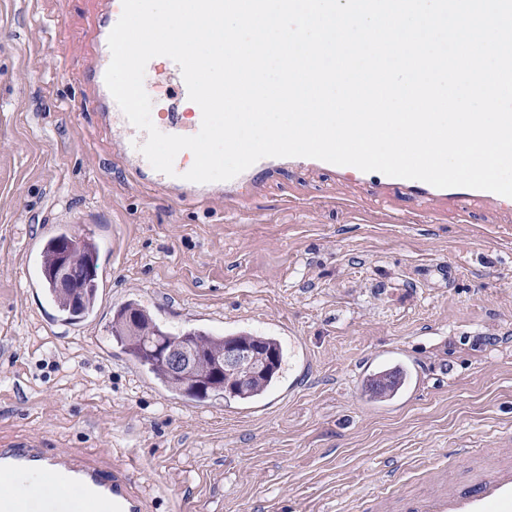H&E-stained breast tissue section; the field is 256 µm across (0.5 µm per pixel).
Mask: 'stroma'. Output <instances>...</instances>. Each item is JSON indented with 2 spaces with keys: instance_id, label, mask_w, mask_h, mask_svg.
I'll use <instances>...</instances> for the list:
<instances>
[{
  "instance_id": "stroma-1",
  "label": "stroma",
  "mask_w": 512,
  "mask_h": 512,
  "mask_svg": "<svg viewBox=\"0 0 512 512\" xmlns=\"http://www.w3.org/2000/svg\"><path fill=\"white\" fill-rule=\"evenodd\" d=\"M96 8L0 0V442L132 463L150 512H349L394 463L400 498L435 467L466 477L449 449L512 433V210L362 224L336 201L373 210L368 186L301 168L269 178L248 219L139 193L80 102ZM50 225L99 247L103 296L78 323L28 249ZM130 300L174 333L276 337L282 379L248 404L165 390L109 332ZM396 353L419 373L376 401L361 364Z\"/></svg>"
}]
</instances>
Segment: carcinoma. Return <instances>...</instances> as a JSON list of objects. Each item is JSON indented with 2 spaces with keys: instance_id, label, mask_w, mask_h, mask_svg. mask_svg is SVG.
I'll return each mask as SVG.
<instances>
[{
  "instance_id": "obj_1",
  "label": "carcinoma",
  "mask_w": 512,
  "mask_h": 512,
  "mask_svg": "<svg viewBox=\"0 0 512 512\" xmlns=\"http://www.w3.org/2000/svg\"><path fill=\"white\" fill-rule=\"evenodd\" d=\"M61 241L68 243L72 261L82 274L81 281L75 288H59L53 277L58 259L57 247ZM41 270L51 300L60 311L68 315L69 320H79L93 311L98 298L99 277L98 245L92 237L75 236L67 232L51 237L41 260ZM111 334L124 352L144 367L162 387L192 399L218 397L243 402L255 401L274 387L283 370V350L280 342L272 336H257L246 330L224 335L201 328L174 334L160 325L148 308L136 302L128 303L115 311ZM172 336L180 338L184 344L200 353V359L193 371L179 372L167 358L154 354L156 344ZM231 342L259 348L265 352L272 351L276 354V360L261 374L245 383L226 376L222 380L212 381L208 390L203 393L195 391L196 381L210 378L214 362L224 353V346Z\"/></svg>"
}]
</instances>
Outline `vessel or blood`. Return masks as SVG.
I'll use <instances>...</instances> for the list:
<instances>
[{
  "instance_id": "1",
  "label": "vessel or blood",
  "mask_w": 512,
  "mask_h": 512,
  "mask_svg": "<svg viewBox=\"0 0 512 512\" xmlns=\"http://www.w3.org/2000/svg\"><path fill=\"white\" fill-rule=\"evenodd\" d=\"M99 5L82 85L92 93L99 122L110 131L118 148L116 160L134 187L163 196L175 206L218 201L225 211L236 213L250 207L260 186L275 173L324 168V161L312 158L266 157L231 180L194 183L182 178L194 163L193 153L184 150L175 158V176L155 170L139 150L146 132L128 121L105 84L111 60L108 36L122 14V0H99ZM160 120L166 133L190 136L199 132L202 113L169 109ZM335 172L344 183L370 184L378 197L395 201L389 217L396 222L402 220L407 205L429 214L452 206L464 216L479 205L512 206L511 198L485 190L441 189L353 166H339ZM0 512H148V502L134 491L127 466L103 465L67 449L18 442L0 445ZM356 512H512V446L503 445L494 456L478 461L467 481H454L440 470L426 491L405 499L401 507H394L392 492L385 491L360 503Z\"/></svg>"
}]
</instances>
